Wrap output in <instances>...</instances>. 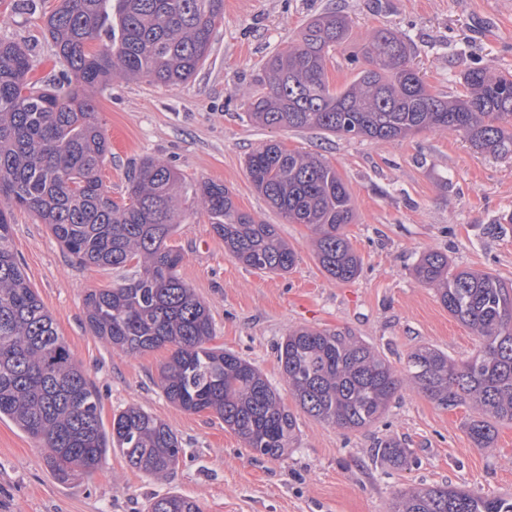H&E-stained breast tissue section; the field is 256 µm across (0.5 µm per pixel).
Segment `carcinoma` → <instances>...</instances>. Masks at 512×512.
Instances as JSON below:
<instances>
[{
  "label": "carcinoma",
  "mask_w": 512,
  "mask_h": 512,
  "mask_svg": "<svg viewBox=\"0 0 512 512\" xmlns=\"http://www.w3.org/2000/svg\"><path fill=\"white\" fill-rule=\"evenodd\" d=\"M224 0H57L44 26L68 65L58 84L37 87L25 47L0 42V200L34 213L79 264L135 271L84 299L94 336L131 354L170 347L159 370L166 398L189 412L211 410L260 456L282 457L296 419L276 389L250 362L211 345L206 306L178 276L180 251L167 244L184 223L180 201L192 194L229 256L251 269L290 271L295 253L273 224L241 212L222 184L186 187L166 162L146 158L128 175L127 195L105 189L101 169L110 153L89 90L116 77L178 86L207 62ZM340 13L307 24L288 50L268 64L267 91L249 104L265 127L321 130L377 141L423 130L451 129L483 153L512 156V77L488 66L463 74L465 94L431 93L412 66L404 37L370 33L369 68L342 90L330 88V52L345 43ZM245 169L257 191L289 224L316 233L315 254L332 278L354 279L361 261L344 228L354 210L336 170L306 152L269 141L250 152ZM435 288L448 313L481 339L475 356L457 362L430 347L412 352L402 378L373 347L340 331L299 328L279 346L283 377L310 416L355 430L378 420L403 381L437 405L468 404L478 413L468 434L479 448L495 442L496 423L512 422V286L485 271L456 270L448 256L424 254L414 266ZM100 395L73 359L54 319L31 288L0 208V419L48 448L53 473L68 479L95 470L111 448L149 476H165L182 453L173 430L138 406L100 419ZM374 457L402 467L410 449L389 439ZM148 512H202L182 495L167 494ZM392 512H512V498L473 495L450 485L398 494Z\"/></svg>",
  "instance_id": "obj_1"
}]
</instances>
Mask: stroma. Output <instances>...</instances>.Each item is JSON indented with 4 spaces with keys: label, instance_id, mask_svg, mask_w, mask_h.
I'll return each mask as SVG.
<instances>
[{
    "label": "stroma",
    "instance_id": "stroma-1",
    "mask_svg": "<svg viewBox=\"0 0 512 512\" xmlns=\"http://www.w3.org/2000/svg\"><path fill=\"white\" fill-rule=\"evenodd\" d=\"M13 2L0 0V40L25 44L31 80L53 84L66 64L39 16L14 10ZM336 10L348 17L350 37L330 54L333 89L365 68L361 47L377 28L404 36L432 93H463L462 76L474 67L512 75V0H224L211 55L186 83L116 78L95 94V117L111 144L101 176L113 199L125 195L134 163L159 158L188 184L224 185L241 211L276 225L294 250L296 263L286 274L246 268L225 254L202 212L169 240L183 255L179 277L210 311L214 345L254 364L291 404L298 430L287 454L257 455L217 414L170 403L158 386L169 349L129 354L94 336L84 298L121 281L122 272L79 265L45 224L15 208L13 248L98 390L104 427L124 408L142 407L173 430L182 454L173 474L155 479L113 449L96 471L63 483L47 468L43 448L1 420L0 512H146L152 498L173 492L196 500L203 512H390L395 493L441 485L512 495L511 422L498 423L493 447L479 448L467 431L472 409L443 408L407 385L381 418L357 430L315 419L288 393L277 348L292 328L351 332L400 373L421 346L458 361L478 351L473 331L414 278L424 253L512 283V157L481 154L463 133L446 129L376 142L250 121L247 103L262 90L269 58L310 20ZM270 140L321 155L346 183L354 221L345 232L361 259L353 280L331 278L316 258L313 229L286 223L250 182L245 158ZM385 439L411 449L408 465L376 462L373 450Z\"/></svg>",
    "mask_w": 512,
    "mask_h": 512
}]
</instances>
